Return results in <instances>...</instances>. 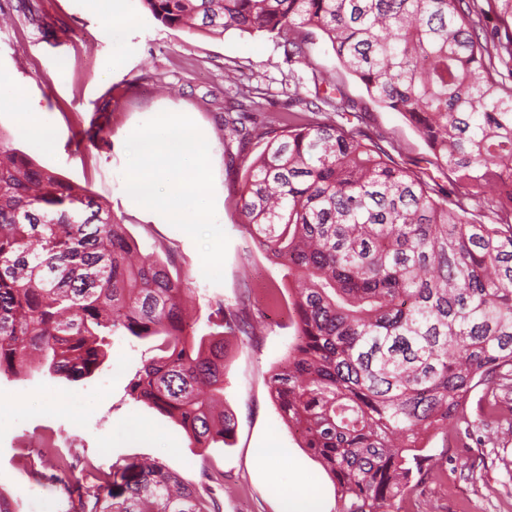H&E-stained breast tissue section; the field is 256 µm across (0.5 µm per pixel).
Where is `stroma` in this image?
I'll return each instance as SVG.
<instances>
[{"instance_id": "35a3bbf8", "label": "stroma", "mask_w": 512, "mask_h": 512, "mask_svg": "<svg viewBox=\"0 0 512 512\" xmlns=\"http://www.w3.org/2000/svg\"><path fill=\"white\" fill-rule=\"evenodd\" d=\"M0 0V78L23 84L25 109L36 112L49 144L16 133V113L0 111V138L38 164L88 186L126 225L143 254L169 257L172 277L188 281L189 322L207 332L213 299L234 303L244 282L255 296L267 285L287 288L284 270L261 253H248L239 203L246 168L233 163L237 139L224 134V69L235 67L261 88L271 130L288 112L291 77L313 89L315 80L345 81L358 115L350 126L384 146L409 172L428 166L430 151L400 113L373 104L364 85L345 74L323 37H315L316 70L286 59L264 37L229 31L193 35L155 20L140 0ZM122 28L113 43L110 24ZM123 62L113 68L114 51ZM188 115L204 134L214 176L216 217L229 238L223 282H208L192 238L160 214L130 206L124 188L125 141L155 113ZM295 335L286 311L272 313L255 340L232 343L224 377V404L236 417L229 443L194 447L175 420L131 398L130 383L151 352L147 342L117 338L94 377L72 383L33 374L0 376V494L16 512H79L76 495L51 477L43 449L69 442L71 471L109 470L113 463L151 459L185 483L200 486L203 471L220 472L215 494L223 512H336V487L319 461L302 448L270 396L271 370ZM440 480L420 486L402 512H512V426L461 447L458 433L434 440Z\"/></svg>"}]
</instances>
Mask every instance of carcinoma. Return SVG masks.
Wrapping results in <instances>:
<instances>
[{"instance_id":"1","label":"carcinoma","mask_w":512,"mask_h":512,"mask_svg":"<svg viewBox=\"0 0 512 512\" xmlns=\"http://www.w3.org/2000/svg\"><path fill=\"white\" fill-rule=\"evenodd\" d=\"M164 26L266 36L316 70L328 40L371 100L399 112L464 189L453 200L330 116L350 105L336 82L314 98L294 83L288 130L248 166L240 195L255 249L287 268L295 336L269 376L281 417L336 485L338 512H400L434 476L432 439L512 424V0H141ZM507 31L491 46L477 18ZM224 81L252 100L230 70ZM300 110H295V107ZM241 147L253 131L229 116ZM485 205L486 224L465 201ZM169 262L138 256L126 225L93 192L0 139V375L80 382L114 336L154 340L133 398L207 448L235 427L224 410L229 342L266 315L216 302L212 331H187L185 285ZM481 413L471 417L473 391ZM80 512H220L207 487L166 465L113 464Z\"/></svg>"}]
</instances>
